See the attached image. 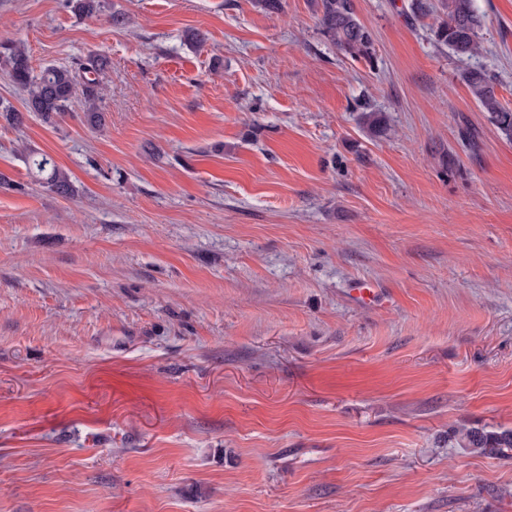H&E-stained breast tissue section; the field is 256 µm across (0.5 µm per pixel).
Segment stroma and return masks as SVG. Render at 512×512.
Segmentation results:
<instances>
[{
	"label": "stroma",
	"mask_w": 512,
	"mask_h": 512,
	"mask_svg": "<svg viewBox=\"0 0 512 512\" xmlns=\"http://www.w3.org/2000/svg\"><path fill=\"white\" fill-rule=\"evenodd\" d=\"M475 3L466 60L354 0L371 66L313 0H0L34 71L112 61L103 126L0 120V512H512V450L451 437L512 429V142L461 80L512 105V0ZM461 79L474 100L486 113L488 121L508 141H512V108L504 105L498 97L494 75L481 67L462 72ZM29 167L39 180L43 181L49 190L57 195L67 197L73 193V185L69 175L59 168L47 156H41L40 159H32ZM456 444L461 448H473L483 454L501 453L503 448H512V429L486 430L462 427L452 432Z\"/></svg>",
	"instance_id": "stroma-1"
}]
</instances>
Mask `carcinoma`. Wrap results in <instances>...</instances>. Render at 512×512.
Wrapping results in <instances>:
<instances>
[{
    "label": "carcinoma",
    "mask_w": 512,
    "mask_h": 512,
    "mask_svg": "<svg viewBox=\"0 0 512 512\" xmlns=\"http://www.w3.org/2000/svg\"><path fill=\"white\" fill-rule=\"evenodd\" d=\"M319 12L321 34L343 56L375 65L376 48L372 32L360 21L353 0H315ZM73 10L92 17L101 12L102 0H72ZM444 18L432 29L433 40L459 58L478 55L479 34L483 17L474 0H443ZM0 64L12 81L26 89L25 110L42 122L55 125L67 113L72 100L82 95L86 102L85 122L91 127L102 125L103 114L97 102L101 99L99 75L110 66L106 56H94L78 68L51 66L36 75L25 47L16 42L0 44ZM461 79L474 100L486 113L488 121L508 141H512V108L498 97L494 75L481 67L462 72ZM360 123L372 135L387 131V120L380 112H363ZM30 169L52 192L67 197L73 193L69 175L50 158L31 160ZM461 448H473L483 454H497L512 448V429L486 430L462 427L452 432Z\"/></svg>",
    "instance_id": "cac0c4a2"
}]
</instances>
